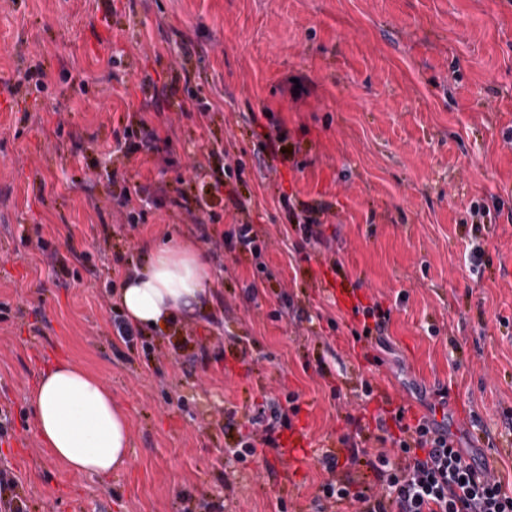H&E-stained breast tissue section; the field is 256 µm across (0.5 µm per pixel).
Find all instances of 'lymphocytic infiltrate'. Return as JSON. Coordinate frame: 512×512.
Here are the masks:
<instances>
[{
  "mask_svg": "<svg viewBox=\"0 0 512 512\" xmlns=\"http://www.w3.org/2000/svg\"><path fill=\"white\" fill-rule=\"evenodd\" d=\"M296 393L284 399L263 397L254 404L248 422L251 434L239 438L231 451L237 462L256 457L258 446L278 448V432L290 428L298 412ZM349 429L339 441L345 458L325 453L327 474L313 499L314 512H512V492L493 474L482 472L474 454L462 448L448 429L421 418L415 425L399 424V437L378 417L379 449L367 448V426L348 417ZM362 466L374 483L362 485L338 473L340 464Z\"/></svg>",
  "mask_w": 512,
  "mask_h": 512,
  "instance_id": "f902f5d3",
  "label": "lymphocytic infiltrate"
}]
</instances>
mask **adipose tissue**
<instances>
[{
  "mask_svg": "<svg viewBox=\"0 0 512 512\" xmlns=\"http://www.w3.org/2000/svg\"><path fill=\"white\" fill-rule=\"evenodd\" d=\"M211 280L208 261L191 244L158 246L146 266L125 276L116 301L134 327L164 329L208 306ZM29 403L43 443L68 470L105 478L127 464L128 413L98 375L52 360Z\"/></svg>",
  "mask_w": 512,
  "mask_h": 512,
  "instance_id": "adipose-tissue-1",
  "label": "adipose tissue"
}]
</instances>
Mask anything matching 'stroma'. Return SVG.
Here are the masks:
<instances>
[{
    "label": "stroma",
    "instance_id": "35a3bbf8",
    "mask_svg": "<svg viewBox=\"0 0 512 512\" xmlns=\"http://www.w3.org/2000/svg\"><path fill=\"white\" fill-rule=\"evenodd\" d=\"M144 124L171 150L139 149ZM137 184L210 219L129 217ZM239 223L258 253L223 245ZM169 240L209 257L212 307L124 343L114 286ZM332 283L389 309L380 364ZM54 357L129 415L108 479L38 434ZM290 392L308 445L287 482L271 450L226 464L252 405ZM387 402L441 410L512 488V0H0V467L27 512H310L347 415Z\"/></svg>",
    "mask_w": 512,
    "mask_h": 512
}]
</instances>
